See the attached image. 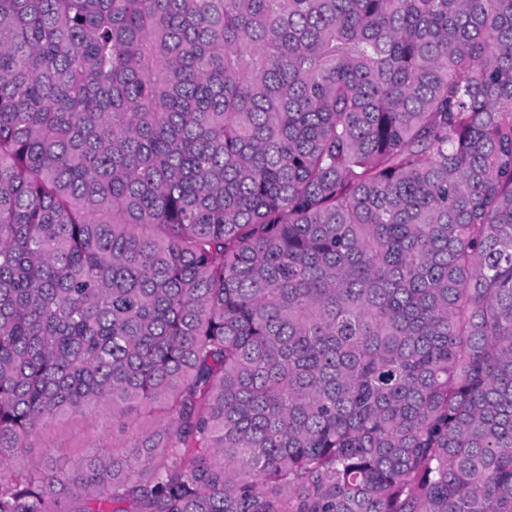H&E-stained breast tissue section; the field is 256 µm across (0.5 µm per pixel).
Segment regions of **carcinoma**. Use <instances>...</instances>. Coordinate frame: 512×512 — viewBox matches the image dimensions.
I'll return each mask as SVG.
<instances>
[{
  "instance_id": "1",
  "label": "carcinoma",
  "mask_w": 512,
  "mask_h": 512,
  "mask_svg": "<svg viewBox=\"0 0 512 512\" xmlns=\"http://www.w3.org/2000/svg\"><path fill=\"white\" fill-rule=\"evenodd\" d=\"M111 410L77 462L52 424ZM0 512H512V0H0Z\"/></svg>"
}]
</instances>
